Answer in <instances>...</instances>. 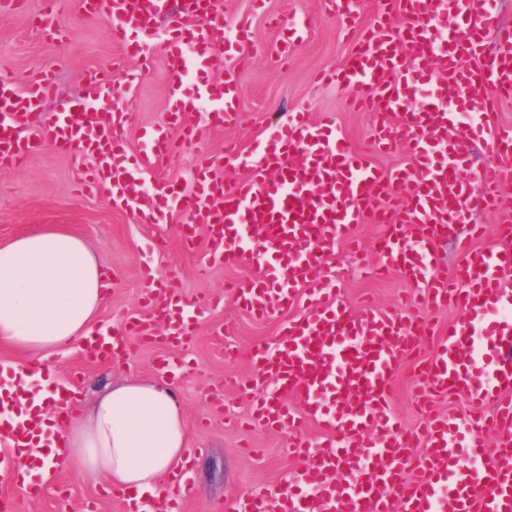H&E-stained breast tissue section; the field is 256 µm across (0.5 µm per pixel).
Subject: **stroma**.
Wrapping results in <instances>:
<instances>
[{"instance_id":"stroma-1","label":"stroma","mask_w":512,"mask_h":512,"mask_svg":"<svg viewBox=\"0 0 512 512\" xmlns=\"http://www.w3.org/2000/svg\"><path fill=\"white\" fill-rule=\"evenodd\" d=\"M224 17H247L252 42L243 48L249 65L239 79L242 123L209 132L212 151L223 154L224 142L234 139L250 145L268 124L287 122L289 113L306 112L346 138L357 150L369 151L374 122L371 113L351 111L343 92L319 82L320 72L344 63L362 25L372 22L377 0H361L359 16L345 25L327 18L324 0H222ZM42 0H29L26 13L0 19V75L24 81L32 73L52 69L57 73L59 96L81 95L82 77L88 69L110 71L114 61L125 60L136 69L137 59H123L121 47L111 38L106 21L81 14L78 0H60L54 21L68 36L50 39L33 23ZM278 14L294 22L307 19L310 31L291 43L286 55L275 51L280 36L268 17ZM133 38L151 59V69L129 95H114L115 107L131 104L133 112L126 129L132 146H139L144 131L166 120L169 99L166 61L162 52L164 25L134 32ZM47 229H62L80 237L112 276V286L102 308L103 325L117 327L127 318L142 317L145 268L156 274L176 270L185 302L196 305L212 295L223 296L221 305L206 309L193 345L176 351L190 361L192 375L171 378L186 419L189 448L201 449L192 466V489L181 500V512H220L225 500L255 492H270L296 468L288 457V435L282 431L253 428L248 424L245 393L229 387V380L250 374V356L255 346L270 342L276 332L273 321L258 322L247 316L232 298L224 297L225 283L250 277L253 269L215 266L199 276L197 253L205 249L198 240L197 252L180 245L176 227L138 223L126 209L114 208L99 196L80 195L72 161L53 145H45L19 170H0V243ZM332 287L340 288L345 304L360 308L372 300L386 308L409 291L400 276L385 279L364 277L353 268L344 250L327 261ZM234 360H227L226 351ZM165 351L131 341L126 358L108 363H87L78 345H71L53 363L54 377L66 381L69 372L82 371L77 415H84L105 385L134 376L155 375V364ZM223 398V412H216L208 395ZM122 512L102 485L89 481L72 468L53 471L45 494L28 512Z\"/></svg>"}]
</instances>
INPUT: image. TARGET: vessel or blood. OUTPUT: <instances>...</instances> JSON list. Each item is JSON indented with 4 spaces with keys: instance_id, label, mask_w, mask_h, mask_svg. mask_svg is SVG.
<instances>
[{
    "instance_id": "b4317fda",
    "label": "vessel or blood",
    "mask_w": 512,
    "mask_h": 512,
    "mask_svg": "<svg viewBox=\"0 0 512 512\" xmlns=\"http://www.w3.org/2000/svg\"><path fill=\"white\" fill-rule=\"evenodd\" d=\"M128 53L134 30L167 19L163 51L170 97L184 96L167 121L144 133L131 149L125 135L129 109L105 112L89 122V106L112 96L108 75L90 71L77 102L42 108L58 97L54 74L25 83L0 76V169L17 168L52 140L72 155L84 189L105 193L109 203L131 210L142 224H178L187 248L198 231L207 234L199 266L250 263L256 274L236 284L238 306L258 320H281L271 343L251 353L254 375L244 388L252 424L288 430L301 466L273 494L241 496L224 512H266L277 499L280 512H512V128L495 112L512 98V33L495 49L485 37L497 24L494 0H378L373 26L357 40L346 62L323 76L345 88L353 105L375 114L374 148L388 153L405 146L410 162L392 170L374 165L330 128L304 113L250 150L224 146L223 159L206 155L185 185L160 182L144 192L142 181L176 145L200 149L204 133L239 123L236 74L222 90L200 82L189 89L190 64L223 70L227 52L250 40L246 21L227 24L221 0H94ZM402 20L398 31L388 17ZM194 112L186 122V112ZM478 140L493 164L472 168L457 129ZM238 161L244 178L225 185L216 171ZM499 215L495 245L477 246L472 213ZM380 224L372 274L395 273L414 288L421 304L455 303L460 317L442 329L410 306L349 309L324 277V264L338 243L350 242L357 224ZM468 224L460 260L448 270L439 243L453 227ZM306 303L301 315L289 309ZM149 314L165 321L163 335L150 334L133 318L86 338L85 361L115 359L127 336L146 344L189 346L202 310L187 306L174 282L162 297H146ZM435 339L433 352L417 364L423 412L418 430L404 427L391 409L392 386L419 339ZM78 375H71L54 411L63 440L71 418ZM462 396L472 405L461 416L439 413V397ZM18 392L0 393V442L25 452L44 434L41 411L15 414ZM320 434L310 446L300 427ZM496 431L495 446L486 434ZM421 455H413V446ZM187 464L176 466L158 498V512H171L187 483Z\"/></svg>"
}]
</instances>
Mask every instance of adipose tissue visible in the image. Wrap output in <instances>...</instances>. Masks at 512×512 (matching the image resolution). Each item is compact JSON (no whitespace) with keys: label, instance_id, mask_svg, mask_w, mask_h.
Wrapping results in <instances>:
<instances>
[{"label":"adipose tissue","instance_id":"adipose-tissue-1","mask_svg":"<svg viewBox=\"0 0 512 512\" xmlns=\"http://www.w3.org/2000/svg\"><path fill=\"white\" fill-rule=\"evenodd\" d=\"M107 273L85 242L60 230L0 244V344L43 362L93 330ZM183 410L167 384L151 377L108 385L90 412L66 429V449L40 441L25 481L47 480L58 454L93 480L124 487L142 506L184 457Z\"/></svg>","mask_w":512,"mask_h":512}]
</instances>
